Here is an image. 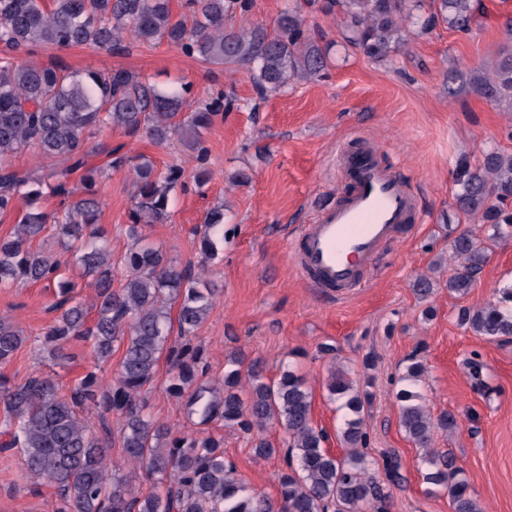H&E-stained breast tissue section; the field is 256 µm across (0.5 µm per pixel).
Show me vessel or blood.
<instances>
[{"label": "vessel or blood", "mask_w": 512, "mask_h": 512, "mask_svg": "<svg viewBox=\"0 0 512 512\" xmlns=\"http://www.w3.org/2000/svg\"><path fill=\"white\" fill-rule=\"evenodd\" d=\"M337 164L349 188L317 206L293 251L310 287L342 296L365 286L382 248L395 242L402 225L415 222L418 210L393 171L378 163L376 149L339 152Z\"/></svg>", "instance_id": "1"}]
</instances>
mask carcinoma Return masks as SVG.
<instances>
[{"instance_id": "1", "label": "carcinoma", "mask_w": 512, "mask_h": 512, "mask_svg": "<svg viewBox=\"0 0 512 512\" xmlns=\"http://www.w3.org/2000/svg\"><path fill=\"white\" fill-rule=\"evenodd\" d=\"M192 23L177 19L170 0H0V214L17 200L37 199L43 186L63 197L62 209L48 214L29 208L19 215L9 238H0V288L19 279L57 288L55 313L41 345L64 358L76 343L91 348V366L68 392L39 373L22 384H0V412L6 439L2 448H18L25 475L56 487V512H388L390 487L403 480L398 455L367 453L368 434L361 413L369 394L343 370L326 382L329 398L344 401L351 417L338 434L346 453L327 448L330 435L313 425L312 393L305 378L288 369L268 380L255 362L233 355L224 377H207L201 347L193 343L213 309L218 289L202 266H177L146 243L139 226L170 221L172 193L185 186V171L172 164L156 171L143 154L130 156L121 147L92 142L105 128L129 136L145 135L156 144L176 131L184 144L206 160L201 131L234 107L223 92L198 101L189 88H159L140 74L115 69L69 70L22 60L15 52L32 45L56 48L85 46L123 50L131 42L167 43L200 62L227 71L245 66L264 95L301 81H315L328 68V49L307 24L313 12L340 18L344 43L372 61H390L415 36L443 23L467 34L483 0H292L275 26H235L251 0H186ZM506 42L493 66L474 73L469 83L482 97L512 112V20L504 23ZM33 147L61 168L54 182L14 170L11 159ZM101 156L105 162L89 163ZM129 166L136 194L130 236L135 247L125 256L126 274L113 287L112 247L98 231L99 185L107 170ZM81 172L84 197L70 201L69 176ZM455 207L481 224L480 232L457 236L448 259L454 265L448 294L466 296L475 285L500 239L512 235V153L496 148L480 158L458 161L452 172ZM54 224L61 251L51 254L31 243ZM224 224V209L206 213L197 227L201 252L215 259L214 236ZM71 262L91 279L92 303L73 295L75 285L63 276ZM482 306L461 307L458 324L495 342L512 337V285L495 291ZM96 311L88 323V309ZM177 314H172V310ZM178 339L171 340L172 324ZM27 337L8 316L0 317V366L9 364ZM124 351L112 381L105 385L97 366ZM169 364V395L184 402L198 431L176 434L147 412L149 393L160 359ZM425 374L423 361L407 358L395 394L398 425L424 450L422 481L448 495L451 512H481L463 469L451 454L434 448L438 430L456 428L448 412L433 418L417 390ZM95 409L116 416L122 463H112L105 438L80 412ZM221 420L250 436L254 453L268 458L279 452L265 436L267 428L287 434L286 469L279 475V504L248 489L235 465L224 458V439L206 432Z\"/></svg>"}]
</instances>
